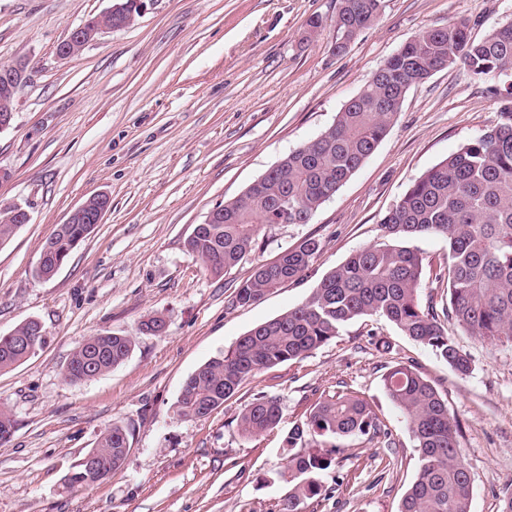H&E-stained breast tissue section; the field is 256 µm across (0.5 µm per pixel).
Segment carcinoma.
Instances as JSON below:
<instances>
[{"instance_id": "1", "label": "carcinoma", "mask_w": 512, "mask_h": 512, "mask_svg": "<svg viewBox=\"0 0 512 512\" xmlns=\"http://www.w3.org/2000/svg\"><path fill=\"white\" fill-rule=\"evenodd\" d=\"M383 2L339 0L336 52L380 18ZM115 4L119 8L89 17L84 26L119 30L132 24L127 0ZM459 62L478 78L512 72V21L480 39L471 36L464 17L419 34L385 61L381 73L343 105L319 138L290 152L256 185L218 204L219 219L196 225L187 238V251L209 273L222 276L262 247V229L309 223L386 136L407 91ZM16 76L18 70L0 68L1 112L14 110L8 85ZM497 96L500 120L413 183L382 219L385 241L351 254L302 303L254 326L223 355L201 365L182 385L174 404L177 416L210 415L247 378L303 359L360 318L395 325L462 376L472 372L471 359L449 335L448 326L484 342L512 345V84ZM15 220L14 208L0 210V247L15 236ZM90 232L89 224L62 225L42 244L46 254L37 276L51 279ZM428 234L448 240V261L435 273L446 289L439 310L422 306V257L406 246L408 240ZM319 252L320 242L313 238L282 250L274 261L255 266L230 304L250 305L300 279ZM164 327L161 317L152 316L138 331L159 336ZM43 342L36 320L0 336V371L27 361ZM135 346L134 336H90L69 359L64 380L77 383L103 376L124 363ZM383 385L419 454V468L400 512H470L472 478L458 444L459 423L447 401L409 362L393 367ZM281 420L279 400L259 395L240 412L238 427L242 434L256 436L276 429ZM368 434L394 444L366 398L343 394L315 403L284 438L288 456L278 478L287 492L275 512H299L303 500L320 494L319 475L331 467L339 440ZM131 437L122 422L106 426L88 450L95 469L110 476L121 468Z\"/></svg>"}]
</instances>
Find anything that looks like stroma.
<instances>
[{"label": "stroma", "mask_w": 512, "mask_h": 512, "mask_svg": "<svg viewBox=\"0 0 512 512\" xmlns=\"http://www.w3.org/2000/svg\"><path fill=\"white\" fill-rule=\"evenodd\" d=\"M111 0H0V65L28 64L9 128L0 131V209L29 224L0 248V335L39 320L45 342L0 372V407L15 421L0 442V512H272L283 439L318 400H370L383 438L342 439L300 512H399L419 458L383 378L414 360L463 426L470 512H500L512 492V346L449 327L469 353L461 376L394 325L362 318L299 361L246 379L209 416L183 420L174 403L199 366L239 336L303 302L323 276L381 240V219L413 182L497 123L493 91L512 78H477L463 65L413 86L385 138L310 223L264 229L265 246L216 277L188 253L196 224L241 194L290 151L320 136L373 73L422 31L470 20L473 37L512 21V0H384L378 22L334 50L338 0H149L130 26L63 59L56 48ZM319 16L325 26L308 33ZM111 206L48 280L39 248L91 195ZM312 237L321 244L298 280L248 307L229 301L260 263ZM428 270L422 302L440 300L433 268L446 238L411 240ZM162 335L141 336L147 316ZM97 333L135 337L130 357L87 382L65 383L72 353ZM388 350L375 347L377 338ZM278 398L277 429L242 436L237 417L257 394ZM133 437L125 464L89 487L66 481L105 425Z\"/></svg>", "instance_id": "35a3bbf8"}]
</instances>
